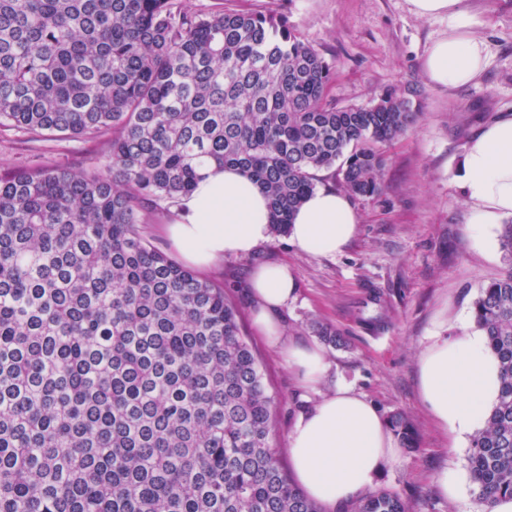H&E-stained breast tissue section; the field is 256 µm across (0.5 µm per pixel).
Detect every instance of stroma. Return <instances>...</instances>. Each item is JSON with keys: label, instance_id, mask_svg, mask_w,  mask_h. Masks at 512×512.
I'll use <instances>...</instances> for the list:
<instances>
[{"label": "stroma", "instance_id": "1", "mask_svg": "<svg viewBox=\"0 0 512 512\" xmlns=\"http://www.w3.org/2000/svg\"><path fill=\"white\" fill-rule=\"evenodd\" d=\"M487 46L482 76L467 86L430 88L421 62L430 43L448 30L444 18H420L408 0H280L290 25L336 68L337 104H365L388 90L415 91L420 118L398 140L384 145L381 192L351 203L360 221L354 238L333 257H310L280 235L247 256L228 257L207 272L223 284L226 302L237 307L242 332L260 363L274 400L270 443L281 449L303 396L295 376L253 325L250 274L264 262H283L297 288L279 318L287 337L315 341L317 320L331 326L343 347L327 348L331 368L321 390L346 382L383 415L405 414L416 446L384 471L379 489L398 492L407 512H485L472 492L445 498L437 477L452 470L468 478L469 439L453 440L430 417L417 387L418 352L430 337L454 333L460 315H471L481 288L502 275L500 225L486 245L475 246L469 230L471 205L453 182L467 142L493 120L512 115V0H463ZM94 141H33L0 129V174L37 165L92 162Z\"/></svg>", "mask_w": 512, "mask_h": 512}]
</instances>
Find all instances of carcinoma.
<instances>
[{"label":"carcinoma","mask_w":512,"mask_h":512,"mask_svg":"<svg viewBox=\"0 0 512 512\" xmlns=\"http://www.w3.org/2000/svg\"><path fill=\"white\" fill-rule=\"evenodd\" d=\"M333 80L273 0H0V127L102 144L86 167L0 175V512H320L269 445L273 400L224 287L139 225L209 165L244 169L279 235L322 170L378 195L380 146L418 112L394 92L338 106ZM500 245L508 269L473 302L501 381L468 458L485 498L512 496V221ZM342 512L406 505L379 490ZM195 8L210 9L216 6L244 11H265L269 0H191Z\"/></svg>","instance_id":"obj_1"}]
</instances>
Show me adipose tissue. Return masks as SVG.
<instances>
[{"mask_svg": "<svg viewBox=\"0 0 512 512\" xmlns=\"http://www.w3.org/2000/svg\"><path fill=\"white\" fill-rule=\"evenodd\" d=\"M409 4L418 17L448 20L447 33L434 40L423 57L427 83L450 90L476 81L487 65L486 48L462 0ZM458 178L473 205L472 238L485 244L489 225L512 216V117L488 124L465 145ZM176 211L167 234L181 261L199 270L227 256L250 255L272 238L266 196L232 167L202 169ZM358 222L345 193L318 189L295 213L288 237L302 254L333 256L353 238ZM295 292L287 264L266 263L252 273L249 294L255 303L256 330L294 373L300 389L317 395L299 410L288 431L292 474L310 500L335 512L376 488L383 471L400 461V442L377 407L351 385L341 383L321 393L330 369L323 348L290 342L277 317ZM418 365L421 399L445 431L462 437L483 423L499 390L498 362L486 336L465 323L453 336L431 337L419 353Z\"/></svg>", "mask_w": 512, "mask_h": 512, "instance_id": "obj_1", "label": "adipose tissue"}]
</instances>
